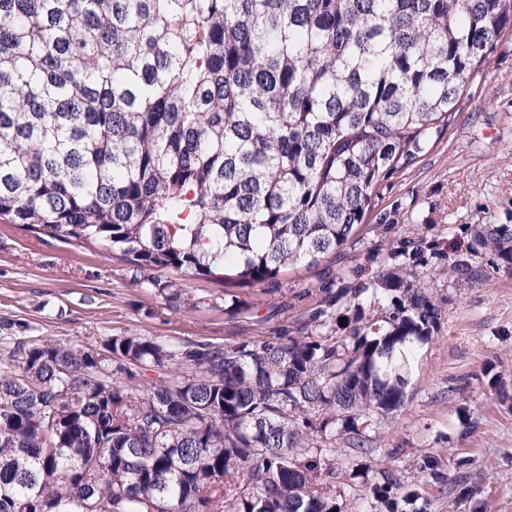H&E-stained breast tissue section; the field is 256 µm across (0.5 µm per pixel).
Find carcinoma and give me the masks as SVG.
Masks as SVG:
<instances>
[{
	"label": "carcinoma",
	"instance_id": "obj_1",
	"mask_svg": "<svg viewBox=\"0 0 512 512\" xmlns=\"http://www.w3.org/2000/svg\"><path fill=\"white\" fill-rule=\"evenodd\" d=\"M508 29L512 0H0V217L221 282L240 315L236 289L357 236ZM481 248L512 262V228L477 227ZM436 249L405 241L372 284L323 289L297 336L0 351V512H348L311 416L371 452L359 421L403 408L442 319L414 284ZM367 300L386 314L336 335L335 307ZM368 495L417 500L386 470Z\"/></svg>",
	"mask_w": 512,
	"mask_h": 512
}]
</instances>
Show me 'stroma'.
I'll return each mask as SVG.
<instances>
[{
	"label": "stroma",
	"instance_id": "obj_1",
	"mask_svg": "<svg viewBox=\"0 0 512 512\" xmlns=\"http://www.w3.org/2000/svg\"><path fill=\"white\" fill-rule=\"evenodd\" d=\"M356 241L318 269L284 273L275 291L247 290L250 314H225L222 283L171 269L151 282L119 253L37 236L0 220V339L78 345L151 336L217 346L297 335L326 288L371 280L403 241L438 243L459 258L480 224L512 226V30L465 93L447 134L412 166L385 179ZM479 281L417 270L416 285L442 298V319L423 347L405 406L368 420L371 454L354 459L344 432L318 438L336 458L327 485L357 501L380 469L417 489V512H512V264L489 249ZM175 283L193 307H169Z\"/></svg>",
	"mask_w": 512,
	"mask_h": 512
}]
</instances>
